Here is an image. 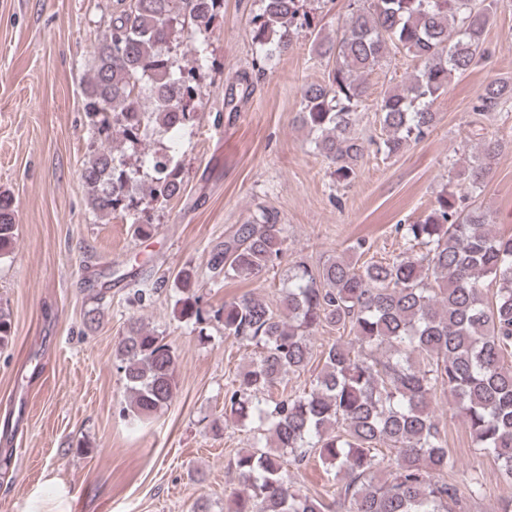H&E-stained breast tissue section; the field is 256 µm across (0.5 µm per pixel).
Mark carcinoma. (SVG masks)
Instances as JSON below:
<instances>
[{"mask_svg": "<svg viewBox=\"0 0 512 512\" xmlns=\"http://www.w3.org/2000/svg\"><path fill=\"white\" fill-rule=\"evenodd\" d=\"M252 19L253 44L271 67L311 36V50L332 63L327 80L300 89V124L313 151L347 184L368 151L357 134L368 76L391 51L416 66L376 103L381 137L376 152L402 153L434 126L432 104L450 80L492 55L487 30L498 0H350L334 38L311 30L301 0H261ZM222 0H112V12L83 81V111L91 129V157L81 173L87 203L101 216L131 219L134 234L152 232L143 200L164 203L181 194L183 172L171 153H145L128 165L119 153L150 128L187 127L194 120L192 71L170 55L169 44L190 46L207 62L206 34ZM512 101V79L494 78L473 110L488 115ZM502 151L481 143L443 189L433 207L394 232L403 250L385 261L362 260L371 245L355 240L317 270L288 269L282 312L244 294L216 311L224 336L258 356L236 372L224 394V421L252 433L234 459L238 489L224 512H461V493H482L475 473L448 478L455 461L435 422L432 402L446 393L466 423L474 447L512 481V237L490 230L487 211L465 203L480 188ZM16 239L12 198L0 194V256ZM288 252L277 210L259 207L208 251L212 281L252 280L280 265ZM495 286L489 293L484 282ZM179 315L206 320L191 269L174 280ZM323 326L348 331L321 351L310 390L269 395L313 358L310 339ZM118 369L131 393L128 415L149 418L170 404L176 358L140 319H128L117 345ZM316 457L336 481L327 503L296 489L288 467Z\"/></svg>", "mask_w": 512, "mask_h": 512, "instance_id": "obj_1", "label": "carcinoma"}]
</instances>
